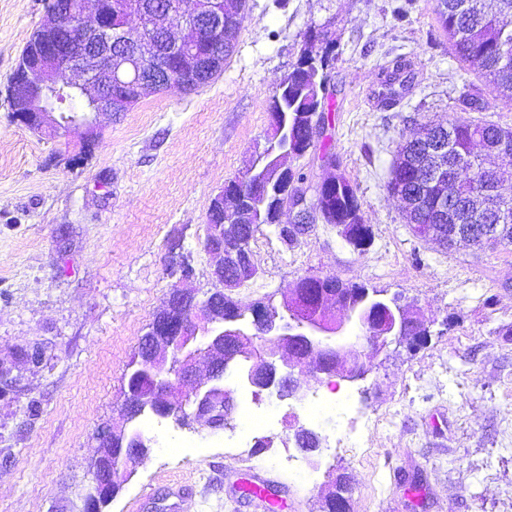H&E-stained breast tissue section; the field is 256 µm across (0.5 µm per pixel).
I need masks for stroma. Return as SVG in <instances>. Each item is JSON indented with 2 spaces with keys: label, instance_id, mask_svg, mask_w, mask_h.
<instances>
[{
  "label": "stroma",
  "instance_id": "1",
  "mask_svg": "<svg viewBox=\"0 0 512 512\" xmlns=\"http://www.w3.org/2000/svg\"><path fill=\"white\" fill-rule=\"evenodd\" d=\"M435 5L248 0L221 74L101 117L91 154L74 166L82 131L32 133L6 98L46 0H0V363L22 388L0 397V512H84L98 429L125 427L128 364L180 284L172 258H188L189 288L213 290L202 245L210 202L271 137L270 100L314 27L334 45L331 149L373 241L360 255L325 224L289 244L262 226L252 244L259 274L232 295L246 307L282 302L307 275L363 282L420 309L428 339L411 352L364 350L366 379L335 377L302 401L266 402L269 423L242 448L225 447L220 430L142 417L151 454L117 469L123 489L108 512H316L336 474L348 479L352 512H512V245L446 249L416 238L387 188L397 143L421 125L512 127V103L459 62ZM398 55L413 89L388 107L382 68ZM471 89L475 108L464 102ZM36 344L45 362L20 361ZM322 394L340 403L332 418L309 411ZM297 425L317 432L321 448L295 469L286 458ZM253 469L267 479V501L237 490Z\"/></svg>",
  "mask_w": 512,
  "mask_h": 512
}]
</instances>
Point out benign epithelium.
Returning a JSON list of instances; mask_svg holds the SVG:
<instances>
[{"instance_id": "obj_1", "label": "benign epithelium", "mask_w": 512, "mask_h": 512, "mask_svg": "<svg viewBox=\"0 0 512 512\" xmlns=\"http://www.w3.org/2000/svg\"><path fill=\"white\" fill-rule=\"evenodd\" d=\"M133 9L142 12L139 30L114 28L109 21L112 0H48L46 19L39 26V35L24 48L7 97L14 122L32 132L58 138L73 128L84 130L83 145L93 144L98 137V119L122 110L123 97H112L107 85L131 87L139 97L155 92L156 85L140 80L146 68L165 70L164 56L155 53L154 45L165 43L166 52L183 60L186 72L201 77L224 66L219 53L211 57L198 55V42L207 36L224 34V9L217 0H193V8H184V0H172L164 13L144 11L132 0ZM179 13V23L171 16ZM65 91L78 100L83 111L69 117L59 112L60 100L49 95ZM481 210L469 214L467 223L480 225L473 239L484 246L496 243L500 225L509 223L498 193L497 174L486 173L481 190ZM242 199L245 189L239 180L231 179L211 201L208 214L224 211V198ZM283 207L294 213V221L283 225L284 235L294 240L304 236L317 223L324 221L319 203V185L301 183ZM204 250L215 259L211 278L217 288H235L258 274L252 255L231 246H224V226L210 225ZM294 294L286 298L292 322L278 317L264 304L252 310L254 322L263 335L274 344L294 345L288 359H281L257 345H245L225 358L224 367L232 368L239 380L258 394L271 391L280 400L303 398L310 388L301 382L302 368L316 362L313 386L333 376L354 382L367 376L369 368L362 361V349L381 351L394 339L408 332L407 324H391L380 329V320L369 311L355 317L340 303L328 306L323 300L315 311L301 310ZM171 317L166 321L165 335L174 337L181 371L173 377L164 375L169 350L162 349L157 338L160 326H149V340L141 350L153 354V394L160 400V412L176 417L177 408L169 395L196 381L197 366L206 354L197 348L201 336L224 335L245 338L240 330L218 331L212 294L200 299L190 289L173 291L167 301ZM223 372L209 371L205 385H196L195 402L207 426L214 430L228 426V408L236 399V390L221 389Z\"/></svg>"}]
</instances>
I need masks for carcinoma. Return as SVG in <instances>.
Wrapping results in <instances>:
<instances>
[{"label": "carcinoma", "mask_w": 512, "mask_h": 512, "mask_svg": "<svg viewBox=\"0 0 512 512\" xmlns=\"http://www.w3.org/2000/svg\"><path fill=\"white\" fill-rule=\"evenodd\" d=\"M246 6L247 0H224L222 49L226 59L235 52ZM436 14L456 55L478 70L511 102L512 0H493L491 6L486 4V0H436ZM133 17H138V13L130 10L126 0H112L113 27H126ZM330 44L331 40L317 31L307 35L296 66L283 76L272 96L270 112L274 135L266 147L297 155L311 146L322 151V156L329 161L336 160L328 152L326 138L310 143L311 126L324 125L323 112L330 110L333 103V97L326 93L327 75L324 72ZM384 86L386 99L391 101L409 91L411 73L405 58L397 56L391 60V66L386 68ZM503 135L512 139V129L483 121L450 122L445 126L429 124L418 136L397 144L388 188L403 202L407 223L412 225L417 237L434 239L444 245L448 243V212L441 210V207L451 199L466 200L473 211L481 209V183L486 174V164L493 157L487 143ZM430 140L441 142L462 164L460 181L429 183V169L434 165L433 156L426 152V144ZM320 203L325 205L328 214L326 223L338 227L346 242L359 237H373L371 225L365 223L357 189L345 175H333L323 181ZM265 210L264 205L255 208L259 212L257 223L236 209L231 211L225 217L228 223H224V237L242 241L246 248H251V241L265 224ZM225 218L219 215L211 222L223 223ZM360 290L370 297L384 298L379 290L364 283H346L330 276L312 282L302 280L293 292L302 295L315 308L318 307L315 300L328 291L347 295L350 303L345 308L358 313L361 305L357 292ZM218 303V316L223 320V325L252 328L251 321L245 318V308L237 301L220 293ZM238 341L237 336H226L220 344L210 339L200 341L199 345L212 361L219 363L223 358L214 351H227L237 346ZM125 388L132 393V400L130 405L123 407V412L132 422L130 432L143 440L146 435L135 422L151 413V409L145 406L150 386L140 361L136 359L130 363ZM294 442L296 447L310 454L321 448V438L312 430L298 432L294 435ZM126 451L134 453L136 449L131 446L126 449L103 447L90 467L91 490H110L114 497L119 494L121 485L114 481L113 473L118 467L128 465V461L121 457ZM322 512H349V486L345 476L339 474L332 481L331 489L324 498Z\"/></svg>", "instance_id": "obj_1"}]
</instances>
